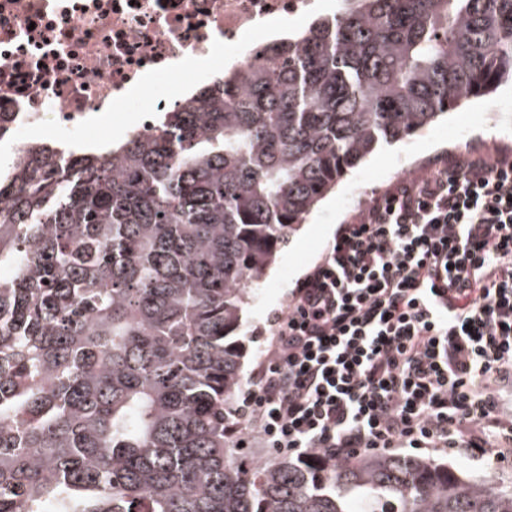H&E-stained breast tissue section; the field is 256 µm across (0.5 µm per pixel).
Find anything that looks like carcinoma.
<instances>
[{"label": "carcinoma", "instance_id": "obj_1", "mask_svg": "<svg viewBox=\"0 0 512 512\" xmlns=\"http://www.w3.org/2000/svg\"><path fill=\"white\" fill-rule=\"evenodd\" d=\"M106 151L0 178V512H512L420 457L235 453L241 312L339 178L512 79V0H338Z\"/></svg>", "mask_w": 512, "mask_h": 512}]
</instances>
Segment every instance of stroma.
<instances>
[{
	"label": "stroma",
	"instance_id": "35a3bbf8",
	"mask_svg": "<svg viewBox=\"0 0 512 512\" xmlns=\"http://www.w3.org/2000/svg\"><path fill=\"white\" fill-rule=\"evenodd\" d=\"M504 151L512 152V82L486 96L463 101L430 126L404 140L380 146L348 170L280 246L253 299L242 311L243 386L254 382L264 359L271 319L286 306L296 282L316 263L337 228L351 223L364 202L403 178L457 157L478 152L491 158ZM435 460L512 490V462L472 461L445 454L436 455Z\"/></svg>",
	"mask_w": 512,
	"mask_h": 512
}]
</instances>
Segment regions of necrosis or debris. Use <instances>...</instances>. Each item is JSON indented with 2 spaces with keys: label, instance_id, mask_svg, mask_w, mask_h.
I'll return each instance as SVG.
<instances>
[{
  "label": "necrosis or debris",
  "instance_id": "necrosis-or-debris-1",
  "mask_svg": "<svg viewBox=\"0 0 512 512\" xmlns=\"http://www.w3.org/2000/svg\"><path fill=\"white\" fill-rule=\"evenodd\" d=\"M316 0H0V150L12 167L36 133L82 141L127 108L150 117L186 96L175 61L266 64L264 20L304 18Z\"/></svg>",
  "mask_w": 512,
  "mask_h": 512
}]
</instances>
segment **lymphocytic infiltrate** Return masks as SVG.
Masks as SVG:
<instances>
[{"label":"lymphocytic infiltrate","mask_w":512,"mask_h":512,"mask_svg":"<svg viewBox=\"0 0 512 512\" xmlns=\"http://www.w3.org/2000/svg\"><path fill=\"white\" fill-rule=\"evenodd\" d=\"M512 155L406 179L343 225L272 321L243 409L265 447L512 458Z\"/></svg>","instance_id":"obj_1"}]
</instances>
